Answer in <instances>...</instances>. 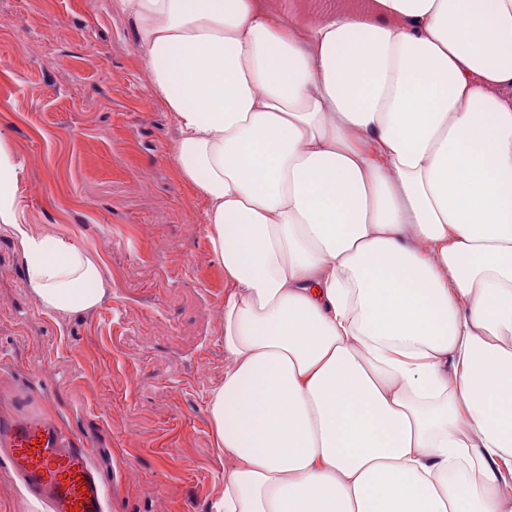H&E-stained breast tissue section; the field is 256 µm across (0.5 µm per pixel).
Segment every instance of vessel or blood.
I'll list each match as a JSON object with an SVG mask.
<instances>
[{"label": "vessel or blood", "instance_id": "obj_1", "mask_svg": "<svg viewBox=\"0 0 512 512\" xmlns=\"http://www.w3.org/2000/svg\"><path fill=\"white\" fill-rule=\"evenodd\" d=\"M0 455L48 512H106V477L49 413L1 412Z\"/></svg>", "mask_w": 512, "mask_h": 512}]
</instances>
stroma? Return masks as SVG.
Instances as JSON below:
<instances>
[{
    "label": "stroma",
    "instance_id": "35a3bbf8",
    "mask_svg": "<svg viewBox=\"0 0 512 512\" xmlns=\"http://www.w3.org/2000/svg\"><path fill=\"white\" fill-rule=\"evenodd\" d=\"M0 135L21 223L97 250L105 283L95 308L45 311L0 229V409L42 405L122 469L108 512H208L224 492L207 407L224 379V271L134 21L109 0H0ZM33 502L0 459V512H47Z\"/></svg>",
    "mask_w": 512,
    "mask_h": 512
}]
</instances>
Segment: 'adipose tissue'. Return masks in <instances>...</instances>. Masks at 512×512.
<instances>
[{"label": "adipose tissue", "instance_id": "ef3b65f1", "mask_svg": "<svg viewBox=\"0 0 512 512\" xmlns=\"http://www.w3.org/2000/svg\"><path fill=\"white\" fill-rule=\"evenodd\" d=\"M223 268L209 512H512V0H112ZM0 228L49 312L96 250ZM275 3L286 16L294 13H323L336 8V1L333 0H276Z\"/></svg>", "mask_w": 512, "mask_h": 512}]
</instances>
